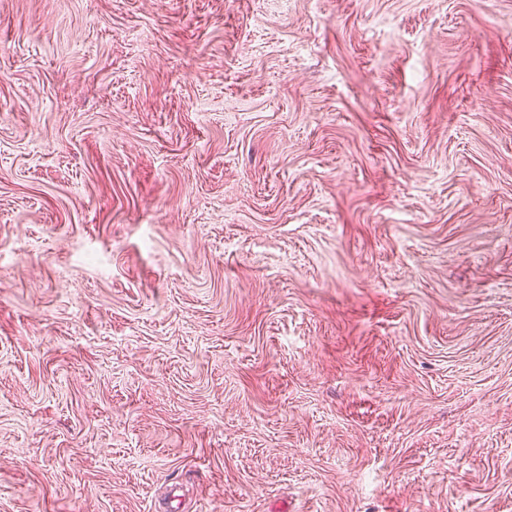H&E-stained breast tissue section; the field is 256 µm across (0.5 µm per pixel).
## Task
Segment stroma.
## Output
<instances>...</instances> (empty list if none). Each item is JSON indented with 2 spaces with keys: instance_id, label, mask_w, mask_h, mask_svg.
Instances as JSON below:
<instances>
[{
  "instance_id": "stroma-1",
  "label": "stroma",
  "mask_w": 512,
  "mask_h": 512,
  "mask_svg": "<svg viewBox=\"0 0 512 512\" xmlns=\"http://www.w3.org/2000/svg\"><path fill=\"white\" fill-rule=\"evenodd\" d=\"M0 512H512V0H0Z\"/></svg>"
}]
</instances>
